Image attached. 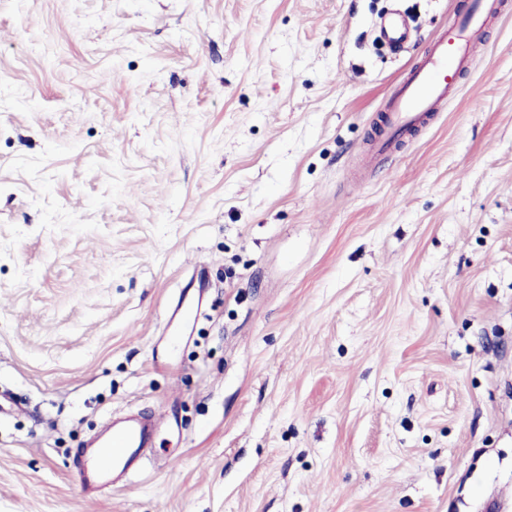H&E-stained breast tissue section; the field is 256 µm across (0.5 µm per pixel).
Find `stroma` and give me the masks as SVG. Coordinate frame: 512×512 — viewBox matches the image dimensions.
<instances>
[{"label": "stroma", "instance_id": "35a3bbf8", "mask_svg": "<svg viewBox=\"0 0 512 512\" xmlns=\"http://www.w3.org/2000/svg\"><path fill=\"white\" fill-rule=\"evenodd\" d=\"M459 3L0 0V512L512 501V8L350 178ZM128 410L174 426L84 493ZM381 35L395 46H402L409 42L410 36L406 19L397 17L382 23Z\"/></svg>", "mask_w": 512, "mask_h": 512}]
</instances>
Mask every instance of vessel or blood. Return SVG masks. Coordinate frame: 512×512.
Here are the masks:
<instances>
[{
  "label": "vessel or blood",
  "mask_w": 512,
  "mask_h": 512,
  "mask_svg": "<svg viewBox=\"0 0 512 512\" xmlns=\"http://www.w3.org/2000/svg\"><path fill=\"white\" fill-rule=\"evenodd\" d=\"M505 7L504 0H470L453 26L429 42L418 63L391 92L367 161L392 153L400 135L420 131L444 111L458 75L483 42L487 23ZM381 35L396 46L409 42L406 19L397 17L382 23ZM160 424L159 418L139 413L110 420L79 454L77 475L82 488L98 493L123 484L140 467L151 446L152 432Z\"/></svg>",
  "instance_id": "obj_1"
}]
</instances>
